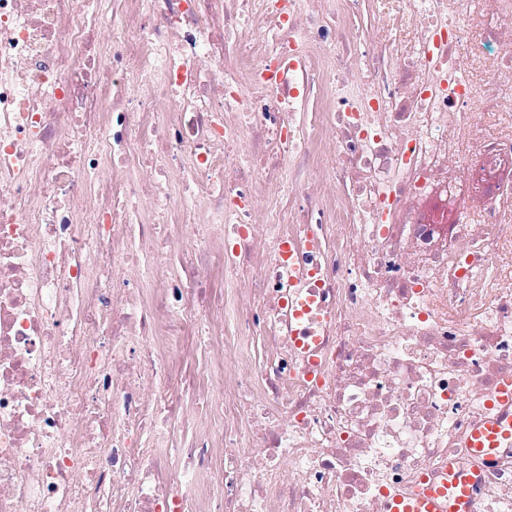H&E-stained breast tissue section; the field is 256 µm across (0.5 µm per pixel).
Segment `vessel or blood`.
Here are the masks:
<instances>
[{
    "label": "vessel or blood",
    "mask_w": 512,
    "mask_h": 512,
    "mask_svg": "<svg viewBox=\"0 0 512 512\" xmlns=\"http://www.w3.org/2000/svg\"><path fill=\"white\" fill-rule=\"evenodd\" d=\"M317 303V296L311 294L289 304V309L297 321V343L303 351L310 354L316 352L320 339L307 329L302 318ZM474 438L476 448L482 450L512 444V416L486 422L475 431ZM476 476L474 468L460 463L450 464L447 477L440 483L422 488L416 496L409 499L393 498L390 512H473L471 487Z\"/></svg>",
    "instance_id": "b4317fda"
}]
</instances>
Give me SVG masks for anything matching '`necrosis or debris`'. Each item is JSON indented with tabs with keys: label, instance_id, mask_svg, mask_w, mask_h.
<instances>
[{
	"label": "necrosis or debris",
	"instance_id": "4bbe7bcc",
	"mask_svg": "<svg viewBox=\"0 0 512 512\" xmlns=\"http://www.w3.org/2000/svg\"><path fill=\"white\" fill-rule=\"evenodd\" d=\"M511 377L512 0H0V512H512ZM310 293L311 295L301 298L297 302H290L289 309L297 320L295 334L298 346L301 347L303 351L311 354L310 360L314 363L317 361L314 353L316 352L321 339L319 336H315L314 333L309 331L302 322L304 314L309 311L312 306L318 304L319 297L315 295V291L310 290ZM298 307H300V309H298ZM473 447L480 450L499 448L504 444H512V416L506 420L497 418L486 422L475 431ZM474 468L461 463L448 465V477L440 484H431L422 488L409 499L393 498L390 512H443L448 502L447 512H472L473 498L471 487L476 482Z\"/></svg>",
	"mask_w": 512,
	"mask_h": 512
}]
</instances>
